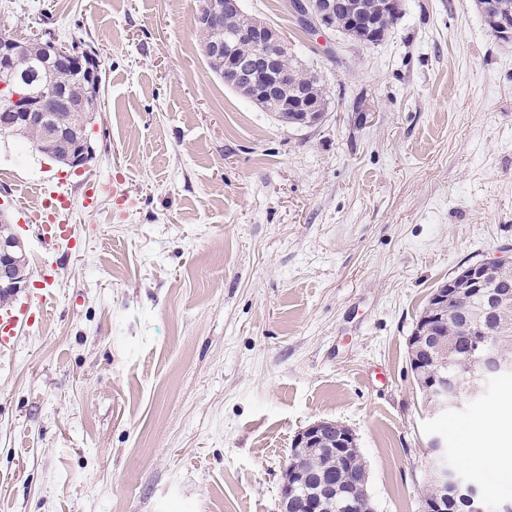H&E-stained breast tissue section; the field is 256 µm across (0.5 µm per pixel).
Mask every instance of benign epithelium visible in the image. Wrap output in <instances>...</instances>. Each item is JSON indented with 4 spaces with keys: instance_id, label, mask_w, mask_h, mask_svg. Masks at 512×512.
Returning <instances> with one entry per match:
<instances>
[{
    "instance_id": "7a95c632",
    "label": "benign epithelium",
    "mask_w": 512,
    "mask_h": 512,
    "mask_svg": "<svg viewBox=\"0 0 512 512\" xmlns=\"http://www.w3.org/2000/svg\"><path fill=\"white\" fill-rule=\"evenodd\" d=\"M298 7L301 18L317 34L336 29V16L344 3L342 0H301ZM480 9L486 25L495 35L512 40V10L502 7L491 11L487 5L480 6ZM240 13L241 0H212L209 13L203 16L205 23L220 26L226 19H235L237 24L227 29L224 39L205 45V54L224 56V78L234 84L244 85L257 103L276 102L280 105V111L296 117L301 126H314L313 116L322 111V106L312 91L296 83L289 84L292 75L281 67L284 42L279 33L269 24L256 19L247 22L239 19ZM347 25L356 32L376 36V25L363 14L351 15ZM244 45L251 50V56L246 60L239 57V49ZM20 51L19 46L0 45V107L13 116L12 123L1 127L0 133L12 134L19 126L39 128L42 135L36 150L50 160H59L71 170L84 168L93 155L89 136L85 133L72 134L68 129L48 121L47 112L43 108L44 99L33 93L11 67L13 56ZM51 56L58 66L81 65L79 54L55 45L52 46ZM47 86L66 110L81 112L85 109V100L76 98L68 89L58 88L50 82ZM25 259V245L18 234L12 231L7 236H0V293L15 297L28 288V282L16 274ZM511 271L512 263L509 261H485L462 271L433 293L424 317L426 325L411 340L426 350L437 338L440 328L448 324V292L454 290L458 297L465 294L483 297L489 280L493 279L500 286L508 287L506 293L509 294L512 292V282L508 278ZM456 282L463 283V287L455 288ZM430 372L433 376L426 379L422 387L429 398L442 409H461L479 391L475 387L466 395L461 389L460 375H450L439 367L430 369ZM510 373L511 361L479 352L470 356L466 378L488 382ZM333 427L336 428L333 451L338 459H348L353 451L352 437L344 431V426L318 421L305 428L293 442L290 462L281 484L278 512H288L292 499L300 495V481L297 477L304 461V449L316 447L317 443L323 441V432ZM432 483L436 495L432 500H425L420 504V512H446L445 504L448 503L450 489L463 493L468 512H485L484 488L471 483L460 472L448 467L441 455L434 463ZM362 490L364 487L357 486L352 491L337 494L336 510L356 512Z\"/></svg>"
}]
</instances>
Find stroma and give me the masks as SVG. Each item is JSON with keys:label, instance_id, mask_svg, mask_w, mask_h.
<instances>
[{"label": "stroma", "instance_id": "35a3bbf8", "mask_svg": "<svg viewBox=\"0 0 512 512\" xmlns=\"http://www.w3.org/2000/svg\"><path fill=\"white\" fill-rule=\"evenodd\" d=\"M198 5L0 0L1 32L52 28L103 72L82 171L0 137V213L51 294L0 352V512H276L323 420L353 432L375 512H419L435 439L487 484L512 383L429 412L408 338L449 277L512 257V41L474 0H402L367 45L244 0L325 82L301 128L209 69ZM37 186L69 239L41 236ZM328 428H336L335 448L331 449L336 453L340 463L341 460H348L349 454L354 450V448H351L352 437L344 431L345 427L342 425H335V423L328 421H318L300 432L294 439L290 462L281 484L279 512H289L288 506L292 499L300 495V481L297 480V477L301 472V464L304 461V449L317 448L316 444L324 440L322 434Z\"/></svg>", "mask_w": 512, "mask_h": 512}]
</instances>
